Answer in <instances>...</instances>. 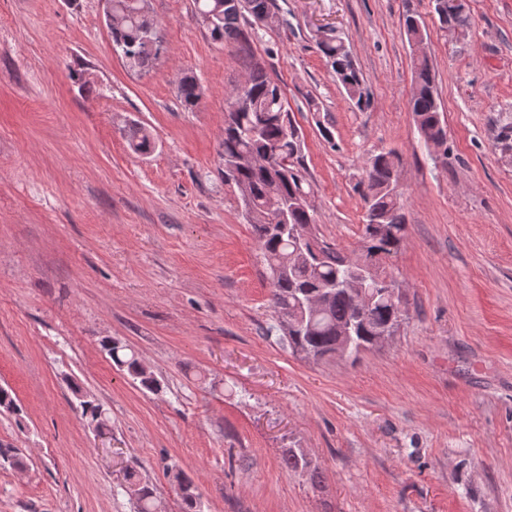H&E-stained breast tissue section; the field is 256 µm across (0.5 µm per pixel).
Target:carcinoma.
<instances>
[{"instance_id":"obj_1","label":"carcinoma","mask_w":512,"mask_h":512,"mask_svg":"<svg viewBox=\"0 0 512 512\" xmlns=\"http://www.w3.org/2000/svg\"><path fill=\"white\" fill-rule=\"evenodd\" d=\"M237 8L227 0H195L196 12L212 40L249 58L246 101L238 103L232 90L224 113L219 175L237 195L242 215L251 224L259 262L269 283V304L275 324L268 333L279 332L293 352L314 361L339 356L340 330L351 325L352 342L343 358L357 361L375 348V337L387 328H399L404 309L382 295L384 280L395 281L388 271L398 254L406 230L402 193L397 190L401 157L393 150L367 157L356 190L364 206V219L357 254L379 275L366 283L373 304L358 317V304L346 288L351 276L350 255L342 246L325 240L316 227L313 188L302 153L303 136L279 83L252 54L253 22L268 11L270 0H246ZM440 27L449 24L465 29L470 23L466 0H432ZM147 0H112V44L123 50L127 65L151 70L160 56L158 33L151 30ZM403 32L412 46V86L409 99L416 129L427 148L438 144L448 150L443 111L435 89L431 57L425 50L428 28L420 15L408 9ZM317 48L346 96L358 110L370 106L363 78L349 44L332 33L317 42ZM177 94L184 108L192 110L203 90L191 75L181 78ZM130 148L137 154L152 153L156 144L147 129L129 128ZM112 362L143 388L157 393L160 381L148 371L136 351L119 340L102 343ZM82 416L100 430L108 427L106 410L99 403L82 410ZM290 473L320 480V474L300 449H288L283 458ZM182 512H200L198 487L187 472H173ZM123 488L134 496L136 512H158L154 489L142 482L136 469L126 471Z\"/></svg>"}]
</instances>
